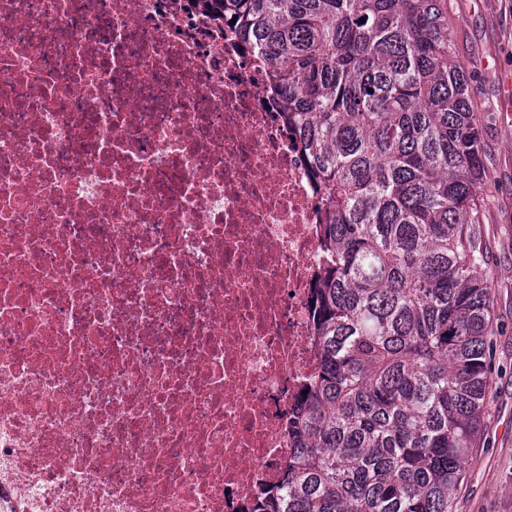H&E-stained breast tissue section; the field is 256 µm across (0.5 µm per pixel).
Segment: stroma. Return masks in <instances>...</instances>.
<instances>
[{
  "instance_id": "stroma-1",
  "label": "stroma",
  "mask_w": 512,
  "mask_h": 512,
  "mask_svg": "<svg viewBox=\"0 0 512 512\" xmlns=\"http://www.w3.org/2000/svg\"><path fill=\"white\" fill-rule=\"evenodd\" d=\"M448 16L482 125L492 271L490 385L451 512H512V0H448Z\"/></svg>"
}]
</instances>
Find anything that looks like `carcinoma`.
Here are the masks:
<instances>
[{"label":"carcinoma","mask_w":512,"mask_h":512,"mask_svg":"<svg viewBox=\"0 0 512 512\" xmlns=\"http://www.w3.org/2000/svg\"><path fill=\"white\" fill-rule=\"evenodd\" d=\"M316 180L320 373L240 512H449L488 386L480 118L448 0H205Z\"/></svg>","instance_id":"carcinoma-1"}]
</instances>
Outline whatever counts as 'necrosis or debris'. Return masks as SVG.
<instances>
[{"instance_id":"necrosis-or-debris-1","label":"necrosis or debris","mask_w":512,"mask_h":512,"mask_svg":"<svg viewBox=\"0 0 512 512\" xmlns=\"http://www.w3.org/2000/svg\"><path fill=\"white\" fill-rule=\"evenodd\" d=\"M198 0H0V512H234L318 371L316 189Z\"/></svg>"}]
</instances>
